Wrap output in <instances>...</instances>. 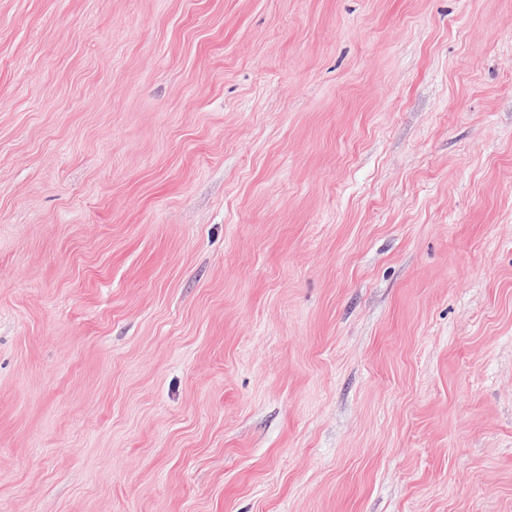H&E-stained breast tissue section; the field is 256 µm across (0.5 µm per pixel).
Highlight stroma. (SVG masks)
<instances>
[{
    "instance_id": "1",
    "label": "stroma",
    "mask_w": 512,
    "mask_h": 512,
    "mask_svg": "<svg viewBox=\"0 0 512 512\" xmlns=\"http://www.w3.org/2000/svg\"><path fill=\"white\" fill-rule=\"evenodd\" d=\"M0 512H512V0H0Z\"/></svg>"
}]
</instances>
